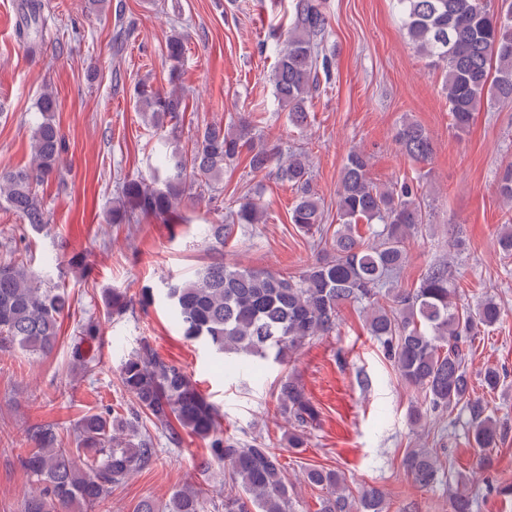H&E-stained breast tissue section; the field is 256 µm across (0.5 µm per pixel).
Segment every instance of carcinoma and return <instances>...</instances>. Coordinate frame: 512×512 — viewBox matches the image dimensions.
I'll return each instance as SVG.
<instances>
[{
	"label": "carcinoma",
	"instance_id": "1",
	"mask_svg": "<svg viewBox=\"0 0 512 512\" xmlns=\"http://www.w3.org/2000/svg\"><path fill=\"white\" fill-rule=\"evenodd\" d=\"M396 2L409 44L418 54L443 64V90L455 133H468L482 105L512 102V0H500L494 10L485 0ZM327 28L321 0H293L288 38L275 47L276 63L269 80L278 104L288 110V122L298 130L310 124L319 73L330 77ZM40 29L38 0H25L19 36L36 38ZM165 49L169 78L174 82L181 75L184 34L171 30ZM135 95L138 111L149 114L155 127L178 119L186 110L183 96L145 82L139 83ZM56 110L55 94L47 89L38 99L39 117L32 124V165L0 170V202L34 231L48 223L38 186L59 172L68 151L52 118ZM396 140L413 160L425 161L433 154L431 136L416 122H404ZM243 154L252 171L273 168L277 179L291 187L290 223L317 242L320 256L294 272L240 268L216 259L193 279L166 280L163 298L182 335L217 355L233 354L259 368L270 357L283 362L314 337L332 335L341 307L356 303L365 313L369 335L379 342L401 380L422 396V404L410 409V424L421 425L429 411L450 415L463 411L478 460L485 459L499 447L503 435L488 402L475 392L469 360L481 332L497 325L504 310L492 298L474 306L462 301L448 278V268L440 264L429 265L417 287L399 286L408 260L407 244L427 227L422 178L378 186L368 177L370 157L350 150L337 188L339 223L332 231L323 224L307 150L268 146L252 122L241 118L228 127L205 125L196 131L187 150L167 138L157 140L152 148L155 184L115 175L117 197L106 215L107 223L181 220L180 205L185 199L216 200L224 167ZM497 191L512 204V165L499 175ZM267 215L259 194L245 195L229 211V223L205 225L204 238L219 253L235 229L264 224ZM361 222L367 224L366 238L357 229ZM496 243L501 255L512 260L511 221L502 226ZM129 304L131 300L118 288L105 294L109 315L123 313ZM69 308L65 287L44 286L42 276L22 255L12 250L0 259V350L50 354ZM100 336L99 321L90 318L80 325L72 349L74 363L88 368L87 348ZM119 378L135 400L133 409L86 413L69 446L55 423L29 431L32 448L22 464L31 487L24 512H93L112 488L157 455L149 425L165 432L176 448L182 444L183 431L206 443L212 459L227 470L224 502L219 505L224 512H289L284 468L270 443L260 436L243 443L225 435L218 409L182 368L143 344L122 360ZM276 401L279 414L291 424L288 447H304L318 409L290 375L279 381ZM403 466L421 488L433 485L442 469L430 448L408 450ZM305 478L328 492L320 512H384L386 508L385 493L377 486L362 489L356 497L346 494L337 470L310 467ZM207 498L205 489L186 485L161 506L142 500L135 512H205ZM449 505L450 512H474L477 495L468 483L458 481L449 488Z\"/></svg>",
	"mask_w": 512,
	"mask_h": 512
}]
</instances>
